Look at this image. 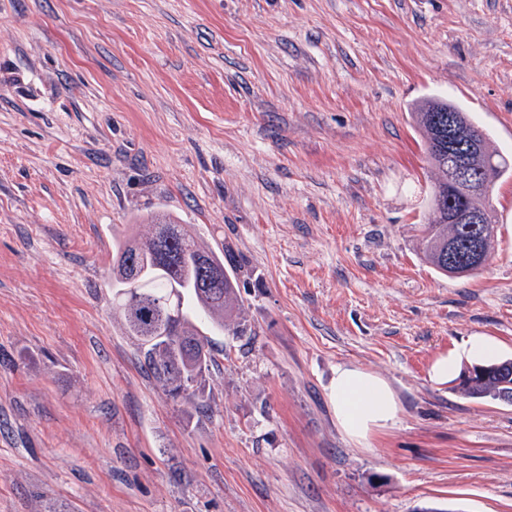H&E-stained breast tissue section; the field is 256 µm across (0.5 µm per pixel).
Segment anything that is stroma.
I'll use <instances>...</instances> for the list:
<instances>
[{"label":"stroma","instance_id":"stroma-1","mask_svg":"<svg viewBox=\"0 0 512 512\" xmlns=\"http://www.w3.org/2000/svg\"><path fill=\"white\" fill-rule=\"evenodd\" d=\"M430 95L512 157V0H0V512H512V405L428 377L512 357V177L484 268L435 273ZM157 210L243 270L197 405L112 307ZM339 365L401 407L363 444ZM498 350V345L488 336H469L449 354H442L432 362L429 379L435 385L448 384V380L456 377L463 360H491Z\"/></svg>","mask_w":512,"mask_h":512}]
</instances>
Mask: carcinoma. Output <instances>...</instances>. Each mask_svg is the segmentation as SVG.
<instances>
[{
	"mask_svg": "<svg viewBox=\"0 0 512 512\" xmlns=\"http://www.w3.org/2000/svg\"><path fill=\"white\" fill-rule=\"evenodd\" d=\"M424 152L438 177L432 184L420 250L439 274L465 278L484 266L494 243L483 245L493 224H456L450 213L460 205L448 191V154L472 156L480 166L493 162L498 178L512 173V162L501 154L489 134L475 125L457 103L434 96L411 113ZM144 222L154 233L143 241L133 236L113 243L112 305L120 310L127 335L151 376L176 403L191 402L215 358L196 320L203 316L215 329L242 336L243 300L240 268L229 254L201 246L182 224L164 213H152ZM137 257L139 285L128 288V260ZM458 391L468 398L512 404V359L464 367Z\"/></svg>",
	"mask_w": 512,
	"mask_h": 512,
	"instance_id": "1",
	"label": "carcinoma"
}]
</instances>
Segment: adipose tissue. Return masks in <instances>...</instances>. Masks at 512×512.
I'll return each mask as SVG.
<instances>
[{"instance_id": "1", "label": "adipose tissue", "mask_w": 512, "mask_h": 512, "mask_svg": "<svg viewBox=\"0 0 512 512\" xmlns=\"http://www.w3.org/2000/svg\"><path fill=\"white\" fill-rule=\"evenodd\" d=\"M497 353L498 346L490 337H468L453 351L432 362L429 379L437 385L446 384L456 377L462 361H487ZM328 396L337 426L356 442L368 440L398 418L399 407L389 383L358 366L337 367L328 385Z\"/></svg>"}]
</instances>
